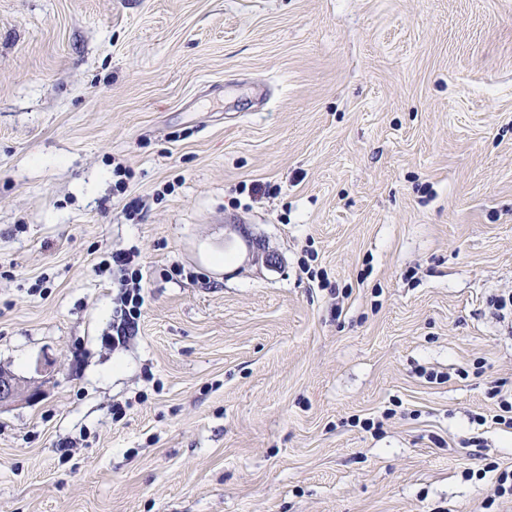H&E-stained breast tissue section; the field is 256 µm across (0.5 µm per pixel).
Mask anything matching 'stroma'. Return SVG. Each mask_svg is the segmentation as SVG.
Wrapping results in <instances>:
<instances>
[{
	"label": "stroma",
	"mask_w": 512,
	"mask_h": 512,
	"mask_svg": "<svg viewBox=\"0 0 512 512\" xmlns=\"http://www.w3.org/2000/svg\"><path fill=\"white\" fill-rule=\"evenodd\" d=\"M505 289L512 0H0V512H484ZM98 272L109 271L116 280L115 318H112V346L124 344L136 335L145 303L143 275L134 253L124 249L112 250L109 260L103 261ZM25 383L17 375L0 370V406L23 397L28 391Z\"/></svg>",
	"instance_id": "stroma-1"
}]
</instances>
